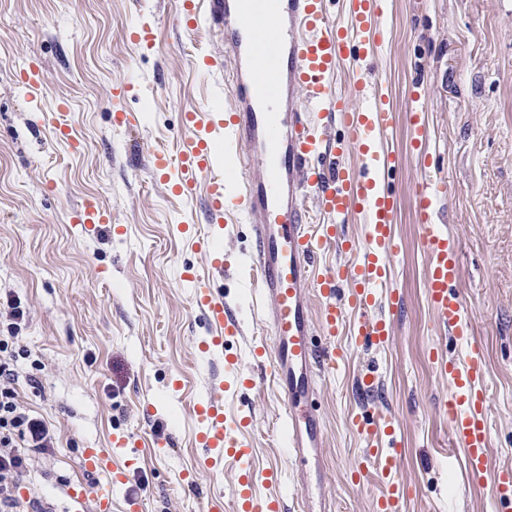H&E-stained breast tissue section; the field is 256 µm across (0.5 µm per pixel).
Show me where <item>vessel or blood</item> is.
<instances>
[{
	"mask_svg": "<svg viewBox=\"0 0 512 512\" xmlns=\"http://www.w3.org/2000/svg\"><path fill=\"white\" fill-rule=\"evenodd\" d=\"M209 19L224 32V70L231 80L229 103L220 112L192 113L181 121L182 143L170 155H157L150 169L167 175L173 189L192 194L200 177L208 176L209 235L234 233L240 223L250 227L254 246L244 258L229 259L214 251L206 274H191L189 285L195 307L211 329L202 351L224 359L220 383L205 391L195 406L198 426L195 443L208 451L212 466L235 465L236 479L229 500L215 497L209 512H284L282 480L271 472L265 481L268 494L256 491L251 448L246 439L250 416L224 410V390H250L260 385L262 369H270L282 410L277 440L289 450L292 486L308 505L312 475L324 466L326 433L313 395L319 378L335 370L344 354L332 340L343 326L348 309L364 310V320L350 333L360 345L383 346L393 333L392 306L400 300L392 284L399 246L393 234L396 196L383 187L397 160L383 142L393 123L378 76H366L365 55L357 54L359 36L371 30L385 36V0H343L344 23H336L329 0H208ZM267 42H259L257 30ZM265 69H257L258 56ZM352 71L346 92L337 89L342 60ZM365 100L362 108L352 99ZM429 94L416 85L407 118L415 142L425 135L424 117ZM340 119L347 129L343 140L332 138L328 123ZM223 138L216 150L215 138ZM234 159L233 172L220 166L219 157ZM433 179L421 177L412 191L415 219L423 230L427 256L425 292L437 326L465 341L457 359H435L439 376L451 383L440 404L450 425V446L462 451L471 475H481L492 446L488 424L486 364L472 334L468 307L452 284L460 270V250L444 225L435 221ZM356 213L365 229L363 243L345 239L332 219ZM331 244L347 255L346 263L331 269L316 266L319 246ZM236 268L242 287L248 288L268 330L265 339L248 338L236 316L237 306L227 300L215 282ZM319 297L321 315L312 320L310 302ZM321 335L325 344H314ZM245 347L254 369L242 371L237 353L228 344ZM381 380L361 377L357 389L367 406L353 415L349 427L365 444L352 466V479L370 469L387 477V491L375 502V512H404L405 492L394 478L399 454L389 418L377 410ZM128 435H118L113 448H88L83 466L106 480L94 492L75 491L72 501L80 512L86 496H93L95 512H112L114 493L127 482L124 471L112 465L113 450L127 448ZM499 506L512 512V467L501 470L492 486Z\"/></svg>",
	"mask_w": 512,
	"mask_h": 512,
	"instance_id": "1",
	"label": "vessel or blood"
}]
</instances>
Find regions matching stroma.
<instances>
[{"mask_svg": "<svg viewBox=\"0 0 512 512\" xmlns=\"http://www.w3.org/2000/svg\"><path fill=\"white\" fill-rule=\"evenodd\" d=\"M181 7L182 0H0V323L12 305L23 310L20 395L56 437L17 492L55 512H71L72 487L94 481L83 449L111 447L120 433L134 436L136 466L115 493L117 512L130 497L141 512H202L209 496L231 490L232 471L208 469L194 443L192 409L214 367L199 352L209 326L183 275L206 269L197 244L207 232L205 190L173 197L148 169V152L179 147L183 112L225 102L224 70L205 62L223 56L224 42L203 22L175 33ZM143 22L156 30L152 48L140 52L127 34ZM374 56L396 114L384 148L399 156L389 183L403 310L385 347L356 346L345 331L336 338L346 355L315 390L327 435L323 492L335 512H374L382 479H351L363 443L348 427L360 409L356 381L372 372L383 380L382 410L400 441L405 512H499L492 484L512 467V0H391ZM34 67L44 81L33 95L24 79ZM420 81L433 93L425 159L406 119ZM117 106L133 118L123 130L112 125ZM61 107L79 148L55 138L52 116ZM430 170L447 185L437 219L459 241L454 288L468 302L486 360L492 446L477 478L461 452H450L449 422L437 410L450 384L430 354L459 350L425 295L411 190ZM88 199L111 212V223H74ZM174 377L181 391L170 388ZM224 406L254 414L256 469L287 471L273 436L281 405L272 382Z\"/></svg>", "mask_w": 512, "mask_h": 512, "instance_id": "35a3bbf8", "label": "stroma"}]
</instances>
